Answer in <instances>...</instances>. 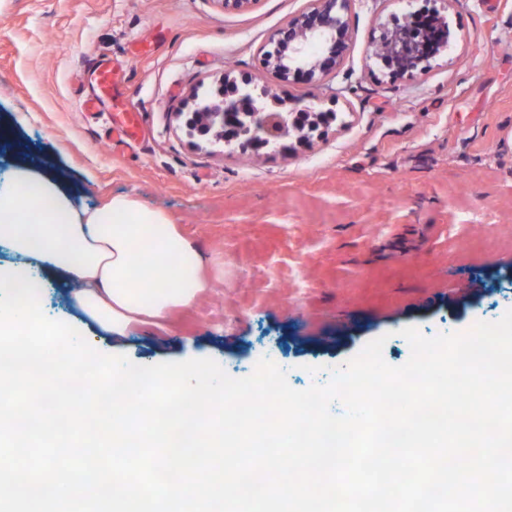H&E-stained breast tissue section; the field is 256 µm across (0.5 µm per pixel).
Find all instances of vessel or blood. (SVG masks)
Returning a JSON list of instances; mask_svg holds the SVG:
<instances>
[{"label":"vessel or blood","mask_w":512,"mask_h":512,"mask_svg":"<svg viewBox=\"0 0 512 512\" xmlns=\"http://www.w3.org/2000/svg\"><path fill=\"white\" fill-rule=\"evenodd\" d=\"M118 79L113 66L100 63L95 70L93 93L83 101L86 114L98 112L102 105L112 107V123L109 138L113 143L129 146L140 141L144 132L139 126L136 114L132 109L117 105Z\"/></svg>","instance_id":"vessel-or-blood-1"}]
</instances>
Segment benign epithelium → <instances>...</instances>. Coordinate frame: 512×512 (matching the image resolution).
Instances as JSON below:
<instances>
[{"label":"benign epithelium","mask_w":512,"mask_h":512,"mask_svg":"<svg viewBox=\"0 0 512 512\" xmlns=\"http://www.w3.org/2000/svg\"><path fill=\"white\" fill-rule=\"evenodd\" d=\"M350 0H312V6L294 17L269 37L264 52L265 65L283 80L301 77L309 83L336 66L345 46L347 24L344 12ZM316 43L321 51L308 53ZM448 47V22L435 14L426 22L416 21V14H406L403 21L384 26L375 56L396 78L410 76L427 67L430 60ZM266 91L256 92L249 81L238 83L231 73H224L216 90L206 99H195L190 125L200 135H209L226 147L280 146L296 135L301 142L330 116L309 105L300 112H272L262 99Z\"/></svg>","instance_id":"benign-epithelium-1"}]
</instances>
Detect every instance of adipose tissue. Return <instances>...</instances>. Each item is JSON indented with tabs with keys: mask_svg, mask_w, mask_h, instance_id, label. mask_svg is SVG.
<instances>
[{
	"mask_svg": "<svg viewBox=\"0 0 512 512\" xmlns=\"http://www.w3.org/2000/svg\"><path fill=\"white\" fill-rule=\"evenodd\" d=\"M69 274L76 301L103 330L163 325L208 286L203 255L162 212L117 196L90 211L35 166L0 181V240Z\"/></svg>",
	"mask_w": 512,
	"mask_h": 512,
	"instance_id": "obj_1",
	"label": "adipose tissue"
}]
</instances>
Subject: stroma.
<instances>
[{
    "label": "stroma",
    "mask_w": 512,
    "mask_h": 512,
    "mask_svg": "<svg viewBox=\"0 0 512 512\" xmlns=\"http://www.w3.org/2000/svg\"><path fill=\"white\" fill-rule=\"evenodd\" d=\"M310 0H9L0 10V179L32 164L83 208L122 195L165 213L212 263L195 306L164 332L88 321L72 279L40 268L44 314L137 365L261 358L289 385L327 383L377 338L405 364L402 329L465 333L512 309V0H351L348 39L316 83L263 63L269 35ZM440 12L447 51L395 78L372 55L383 25ZM120 68L145 137L106 140L82 114L89 68ZM336 113L291 149H221L190 134L192 94L225 72Z\"/></svg>",
    "instance_id": "35a3bbf8"
}]
</instances>
